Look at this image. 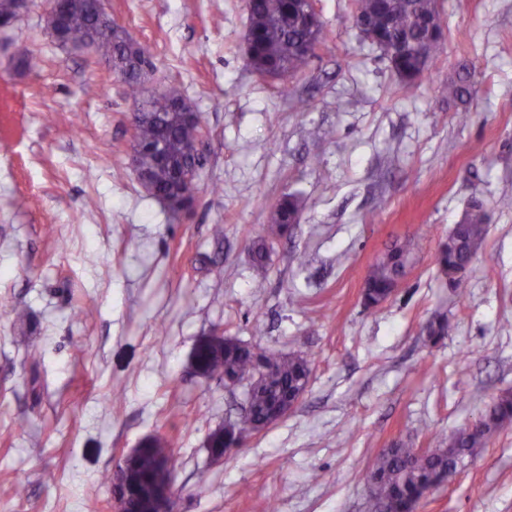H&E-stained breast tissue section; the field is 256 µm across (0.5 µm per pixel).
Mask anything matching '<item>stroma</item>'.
Here are the masks:
<instances>
[{"mask_svg":"<svg viewBox=\"0 0 512 512\" xmlns=\"http://www.w3.org/2000/svg\"><path fill=\"white\" fill-rule=\"evenodd\" d=\"M109 5L151 50V88L199 113L206 163L171 218L128 164L110 68L55 40L46 0L0 29V512H110L119 454L152 435L175 512H368L380 449L438 447L512 391V0H437L445 50L408 88L352 0H317L323 46L285 83L246 62L244 0ZM285 194L299 221L257 267ZM475 198L488 232L460 294L434 257ZM404 241L396 293L365 308L369 266ZM438 313L453 331L435 344ZM216 332L311 362L300 403L219 462L245 389L193 371ZM416 512H512V428Z\"/></svg>","mask_w":512,"mask_h":512,"instance_id":"1","label":"stroma"}]
</instances>
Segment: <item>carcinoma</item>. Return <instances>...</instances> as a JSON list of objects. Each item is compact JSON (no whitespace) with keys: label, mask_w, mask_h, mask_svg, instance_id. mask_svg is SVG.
Here are the masks:
<instances>
[{"label":"carcinoma","mask_w":512,"mask_h":512,"mask_svg":"<svg viewBox=\"0 0 512 512\" xmlns=\"http://www.w3.org/2000/svg\"><path fill=\"white\" fill-rule=\"evenodd\" d=\"M88 0H68L69 20L63 26L60 44L86 47L87 54L123 75L126 93L133 104L142 105V114L130 128V143L139 152V170L149 196L171 216L177 207L192 206L199 191L195 181L179 180L175 170L191 165L190 149L207 136L200 122H193L171 109L184 100L180 87L170 85L156 97L144 100L142 87L152 66L148 47L132 41L123 27L112 22L109 31H93ZM355 19L387 31L390 39L405 52L404 60L392 67L400 82L414 81L402 75L404 69L417 67L411 47L424 38L417 20L436 13V0H392L388 12L379 10L376 0H353ZM249 41L248 66L259 74L278 78L296 75L312 60L309 48L322 41V22L304 19L305 0H246ZM301 204L297 197L284 195L276 203L267 236L253 243L255 264L264 265L273 242L288 236L298 221ZM487 234L484 204L478 200L467 207L461 223L455 225L435 255L439 271L448 284L462 293L465 274L471 271L475 252ZM411 249L395 246L379 257L364 279L363 303L376 308L396 292L409 262ZM427 334L434 340L449 335L451 324L444 316L429 322ZM210 375L233 377L251 387L246 395V421L255 432L267 428L271 413L285 399H296L308 383L311 361L304 355H283L273 349L232 339L224 343V358L208 361ZM512 428V393L498 396L481 418L471 426L456 430L430 455H418L413 448L396 446L382 449L366 475L375 484V495L368 501L369 512H416L421 499L448 478L477 448L485 447L496 436ZM172 454L161 442L145 450L139 460V474L147 476L162 459Z\"/></svg>","instance_id":"cac0c4a2"}]
</instances>
